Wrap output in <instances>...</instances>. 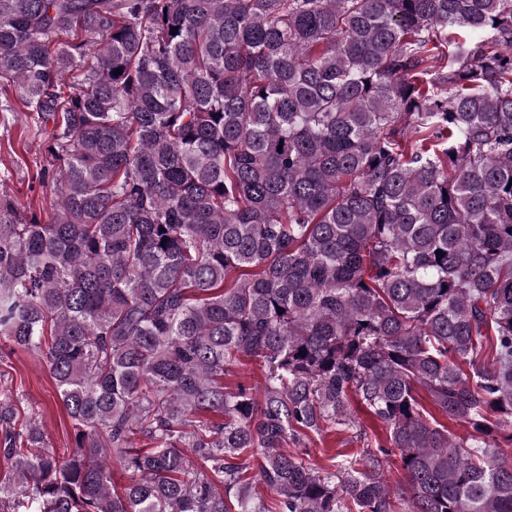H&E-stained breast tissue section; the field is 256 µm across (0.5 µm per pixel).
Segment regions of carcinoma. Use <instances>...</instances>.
Wrapping results in <instances>:
<instances>
[{
  "label": "carcinoma",
  "instance_id": "1",
  "mask_svg": "<svg viewBox=\"0 0 512 512\" xmlns=\"http://www.w3.org/2000/svg\"><path fill=\"white\" fill-rule=\"evenodd\" d=\"M5 83L59 165L0 195V339L74 448L0 402V512H512V0H0ZM352 396L386 442L288 449ZM12 405L20 423L35 418L48 447L60 455L73 448L71 421L57 395L46 361L37 353L0 343V401ZM224 382L229 385H236V382H243L260 391L264 384L263 371L257 363L245 360L230 366L229 374L224 377Z\"/></svg>",
  "mask_w": 512,
  "mask_h": 512
}]
</instances>
